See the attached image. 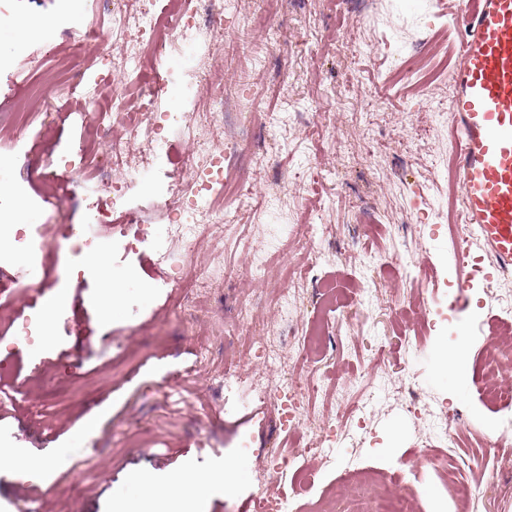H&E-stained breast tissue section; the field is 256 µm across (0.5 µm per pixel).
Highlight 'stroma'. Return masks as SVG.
Listing matches in <instances>:
<instances>
[{"instance_id": "1", "label": "stroma", "mask_w": 512, "mask_h": 512, "mask_svg": "<svg viewBox=\"0 0 512 512\" xmlns=\"http://www.w3.org/2000/svg\"><path fill=\"white\" fill-rule=\"evenodd\" d=\"M0 14L48 21L52 31L15 48V34L0 27V111L9 110L36 74L67 70L79 92L54 99L45 91L29 125L0 129V171L10 200L24 204L35 238L33 253L0 252V270L17 284L0 292L15 317L41 308L46 288L69 296L50 326L49 341L0 347V384L17 393L16 405L0 410V443L46 460L30 480L0 468V512H113L116 501L140 504L126 481L133 468L168 477L182 459L197 473L238 462L230 489H216L209 512H245L265 477L266 459L306 447L316 422L340 415L373 396L370 435L357 456L331 462L306 460L279 477L289 512H309L312 499L330 497L353 483L357 469H395L407 458L443 453L448 439L434 435L429 414L413 418L385 398L391 371L425 401L447 404L470 438L495 429L500 414L474 380L482 354L497 336L496 322L512 321L484 301L474 279L466 301L450 320L438 314L447 297L439 285L456 276L448 259V227L435 223L448 198V178L434 166L452 150L448 124L438 116L446 85L395 77L398 56L418 44L443 57L456 38L455 21L440 0H285L272 17L281 44L243 37L226 41L220 60L224 95L233 106L228 121L245 133L235 144L232 174L266 199L262 210H243L223 196L214 209L224 223L208 224L184 275L174 287L171 271L152 241L134 251L115 245L100 229L113 272L126 283L111 317L97 304L104 284L79 271L78 254L60 224L86 227L88 206L76 182L100 138L81 87L99 81L111 96L107 68L86 37L107 23L105 0H0ZM385 144L369 155L367 141ZM263 147L269 167L255 174L247 158ZM174 139L151 182L107 204L109 225L128 234L140 225L163 224V192L181 154ZM39 281H30L31 267ZM307 271L295 292L282 293L286 275ZM245 320H238V310ZM323 323L330 339L309 351L287 350L288 375L324 382L310 421L282 431L276 406L246 398L262 361L250 344L262 331L307 334ZM464 349L465 370L438 368L441 349ZM96 432H85L87 421ZM512 450V435L495 446L462 449L482 482L470 512H512V472L497 456ZM401 495L415 512H456L441 474L408 476Z\"/></svg>"}]
</instances>
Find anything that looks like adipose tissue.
Here are the masks:
<instances>
[{
    "label": "adipose tissue",
    "mask_w": 512,
    "mask_h": 512,
    "mask_svg": "<svg viewBox=\"0 0 512 512\" xmlns=\"http://www.w3.org/2000/svg\"><path fill=\"white\" fill-rule=\"evenodd\" d=\"M128 479L146 497L153 512H206L211 489L225 483L223 473L199 475L187 464L164 480L149 469L132 470Z\"/></svg>",
    "instance_id": "obj_1"
}]
</instances>
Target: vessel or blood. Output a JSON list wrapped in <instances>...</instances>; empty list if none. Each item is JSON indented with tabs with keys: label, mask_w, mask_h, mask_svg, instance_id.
<instances>
[{
	"label": "vessel or blood",
	"mask_w": 512,
	"mask_h": 512,
	"mask_svg": "<svg viewBox=\"0 0 512 512\" xmlns=\"http://www.w3.org/2000/svg\"><path fill=\"white\" fill-rule=\"evenodd\" d=\"M454 16L448 110L462 236L452 256L462 267L479 247L491 282L512 275V0H456Z\"/></svg>",
	"instance_id": "vessel-or-blood-1"
}]
</instances>
